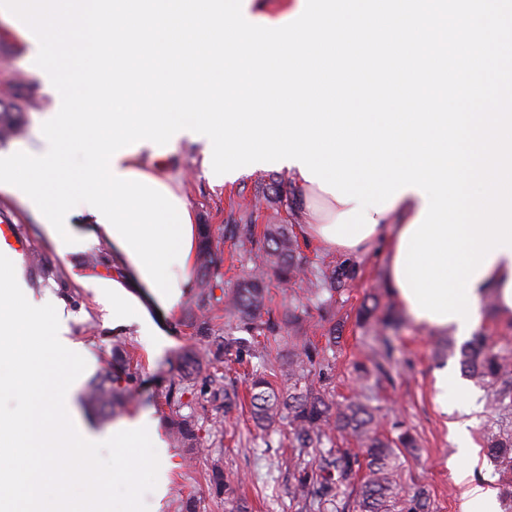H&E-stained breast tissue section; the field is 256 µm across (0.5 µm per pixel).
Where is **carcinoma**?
I'll list each match as a JSON object with an SVG mask.
<instances>
[{
    "mask_svg": "<svg viewBox=\"0 0 512 512\" xmlns=\"http://www.w3.org/2000/svg\"><path fill=\"white\" fill-rule=\"evenodd\" d=\"M242 224L231 225L230 235L241 244L261 243L260 263L241 276L233 288L214 298V284L224 277L222 258L219 256V241L211 226L201 227L197 262L200 271L198 280V304L206 306L211 302L221 304L224 310L236 316L248 330L257 328L256 319L265 307V288L268 276H275L287 283L300 272L295 253L297 241L286 224H268L262 239L256 240V225L252 224V214L242 215ZM346 275L341 268L333 267L313 275L310 292L320 294L327 290H338ZM299 318L293 313L283 316L281 321L269 319L266 329L273 334V342L262 344L263 355L269 357L274 351L273 344L279 343L277 333L283 327L293 331ZM197 333L208 339L211 347L209 365L223 362L227 356L242 354V341L232 337L217 336L212 333L210 321L195 320ZM316 346L301 336H288L287 369L273 372H252L250 385L251 415L256 427L267 429L277 422L288 420V445L291 448L289 468L294 471L292 495L300 501L315 499L319 504L337 498L344 493L340 482L318 483V473L334 470L339 477L348 481L347 496L354 498L355 512H430L429 494L424 488L411 492L403 491L397 482L399 456L396 449L415 447V439L409 431L397 438H389L379 432L380 420L371 397L359 394L341 404L330 403L310 377L316 375L321 362ZM394 359V346L387 337L383 338L378 349L373 351V367L376 377L388 374L387 366ZM179 362L187 376L201 371L203 364L196 354L185 352ZM460 365L469 377L478 382L501 385L488 394L489 406L494 410L505 407V400L512 399V358L493 349L489 339L477 333L460 348ZM288 379V391H283L277 378ZM209 395L213 399H224V407L229 408L239 399L236 390L224 384V376L209 375ZM87 401L104 415L112 414L113 405H124L128 399L113 390L112 370L100 372L86 389ZM175 443L183 448H194L198 435L191 420L178 416L171 428ZM333 432L352 439L362 454L347 451L333 456L322 453L324 437ZM485 447L497 458L512 456V435H503L488 429L484 435ZM362 473L356 482H350L353 475Z\"/></svg>",
    "mask_w": 512,
    "mask_h": 512,
    "instance_id": "carcinoma-1",
    "label": "carcinoma"
}]
</instances>
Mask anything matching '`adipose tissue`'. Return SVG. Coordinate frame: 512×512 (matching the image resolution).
<instances>
[{
    "label": "adipose tissue",
    "instance_id": "1",
    "mask_svg": "<svg viewBox=\"0 0 512 512\" xmlns=\"http://www.w3.org/2000/svg\"><path fill=\"white\" fill-rule=\"evenodd\" d=\"M113 168L120 174H142L165 186L171 194L176 195L180 192L177 182L164 168L163 156L157 155L151 144H143L135 152L117 157ZM288 174L297 188L299 211L306 234L328 251L339 254H363L378 240H385V284L393 294L402 295L403 290L396 274L401 237L418 219L424 208L423 196L414 190L403 192L394 200L392 206L374 214L375 227L368 236L356 245L347 246L328 240L323 229L333 225L340 213L350 211V203L337 201L334 195L321 190L317 183L307 181L298 165H291ZM112 255L116 265L111 278L84 277L80 283L83 287L92 289L98 300L111 305L113 325L138 324L140 335L150 340L153 353L161 354L168 344V338L165 331L153 320L151 313L162 310L163 304L120 244H113ZM491 289L496 292L501 311H512V253L505 251L492 254L489 267L473 283L472 294L479 299ZM457 438L459 448L453 467V477L464 487L463 512H498L494 496L481 487L472 485L470 481L471 472L467 463L473 459L475 448L469 432L459 430Z\"/></svg>",
    "mask_w": 512,
    "mask_h": 512
}]
</instances>
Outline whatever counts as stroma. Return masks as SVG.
<instances>
[{"label":"stroma","mask_w":512,"mask_h":512,"mask_svg":"<svg viewBox=\"0 0 512 512\" xmlns=\"http://www.w3.org/2000/svg\"><path fill=\"white\" fill-rule=\"evenodd\" d=\"M15 83L23 93L17 99V112L8 117L14 134L0 147L9 149L27 142L37 124V116L46 111L51 99L41 81L31 72L28 48L24 38L11 33L8 23L0 18V84ZM168 169L181 182L182 191L195 210L197 221L211 225L215 234L238 223L244 210H252L257 226L290 225L297 238L298 262L305 272L326 267H341L348 277L331 301L332 316H325L317 300L309 299L305 283L293 284L282 292L271 284L269 295L273 314L290 309L302 321L306 339L319 350L323 365L322 386L329 399L340 402L358 394L362 388L355 367L368 364L376 336L360 317L365 302L379 298L388 303L384 286L386 250L383 243L363 255H337L326 252L308 238L298 222L296 187L286 171L267 169L242 173L235 183L210 186L203 175L202 148L181 144L169 153ZM279 180L281 202L266 203L264 195L271 180ZM16 225L28 240L31 251L29 273L25 277L33 298L53 294L64 303L71 341L78 344L91 373H98L112 363L115 349L127 350L132 356L129 370H115L112 386L131 397L130 405L117 410V417L140 412L152 413L159 432L168 443L169 483L162 512H180L181 500L195 498L200 512H225L224 498L209 482L213 463H220L224 478L236 488L247 512H306L290 492L292 478L280 461L287 457L283 445L287 426L261 432L250 418L247 398L249 381L244 369H261L268 361L260 355L247 357L244 363L229 360L224 364L226 382L235 385L240 399L235 408L225 410L221 402L203 398V376L185 378L177 364V355L188 349L208 357L206 342L196 334L187 312L194 308L196 289H189L182 310L165 319L170 339L162 354L150 350L136 326L115 328L112 313L94 294L76 283V276L111 277V270L92 265L90 256L111 258L108 242L91 247L90 251L60 255L55 244L41 231L39 219L17 201L0 194V223ZM397 365L391 378L375 391L374 407L381 419V429L397 437L399 428H407L417 440L416 447L400 449V483L403 488H428L432 512H462V489L455 482L451 466L457 444L449 431L453 422L467 424L472 440L478 445L472 464L475 483L495 491L500 512H512V464L495 460L483 446V433L493 425L512 433V410L495 414L486 405V390L466 377L460 366L459 347L463 338L426 328L406 320L396 332ZM448 371L451 382L466 386L470 393L464 408L443 406L445 389L437 384L438 371ZM193 416L204 451L191 455L189 449L171 443L167 418L172 411ZM223 422L222 432L212 429L213 418Z\"/></svg>","instance_id":"1"}]
</instances>
